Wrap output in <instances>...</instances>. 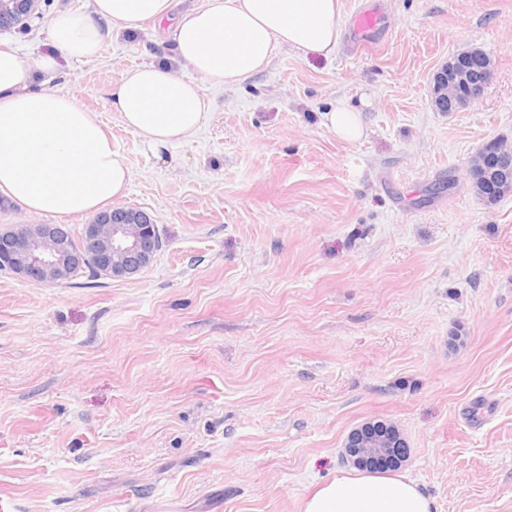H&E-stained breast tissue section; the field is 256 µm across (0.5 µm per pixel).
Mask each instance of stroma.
<instances>
[{
	"instance_id": "35a3bbf8",
	"label": "stroma",
	"mask_w": 512,
	"mask_h": 512,
	"mask_svg": "<svg viewBox=\"0 0 512 512\" xmlns=\"http://www.w3.org/2000/svg\"><path fill=\"white\" fill-rule=\"evenodd\" d=\"M379 31L333 58L281 50L203 81L195 140L154 156L110 112L134 66L171 56L151 21L42 74L93 112L132 181L119 207L162 239L126 279L0 271V501L10 512H300L346 434L394 422L436 512H512V193L469 162L512 142V0H341ZM53 0L0 46L33 62ZM479 49L492 74L458 112L434 78ZM344 101L365 135L322 114ZM360 110L339 103L324 112V123L331 133L345 140H356L363 134Z\"/></svg>"
}]
</instances>
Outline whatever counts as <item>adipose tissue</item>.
<instances>
[{
	"label": "adipose tissue",
	"instance_id": "adipose-tissue-1",
	"mask_svg": "<svg viewBox=\"0 0 512 512\" xmlns=\"http://www.w3.org/2000/svg\"><path fill=\"white\" fill-rule=\"evenodd\" d=\"M163 25L175 44L170 68H130L108 105L154 155L188 144L205 125L200 78L233 85L264 71L276 52L334 57L342 42L340 0H91L87 12L63 11L48 24L53 53L30 63L0 49V193L29 213L98 211L125 194L131 173L101 121L61 90L35 88L56 52L82 62L99 55L105 32L141 20ZM302 512H435L434 500L402 473L343 472L302 502Z\"/></svg>",
	"mask_w": 512,
	"mask_h": 512
}]
</instances>
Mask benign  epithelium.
<instances>
[{
    "label": "benign epithelium",
    "mask_w": 512,
    "mask_h": 512,
    "mask_svg": "<svg viewBox=\"0 0 512 512\" xmlns=\"http://www.w3.org/2000/svg\"><path fill=\"white\" fill-rule=\"evenodd\" d=\"M483 63V76L472 81L467 74L448 63L437 74L435 104L444 109H460L483 93L491 77L489 59L479 50L472 51ZM484 154L471 163L475 182L512 179V147L492 139L485 143ZM16 234L4 236L0 244V268L39 283H65L85 266H93L108 278H127L139 273L155 256L158 241L155 224L145 212L116 208L98 214L95 219L72 233L61 224H16ZM398 428L385 421H370L351 430L343 448V460L364 466L385 459L384 453L368 456L366 448H392Z\"/></svg>",
    "instance_id": "1"
}]
</instances>
